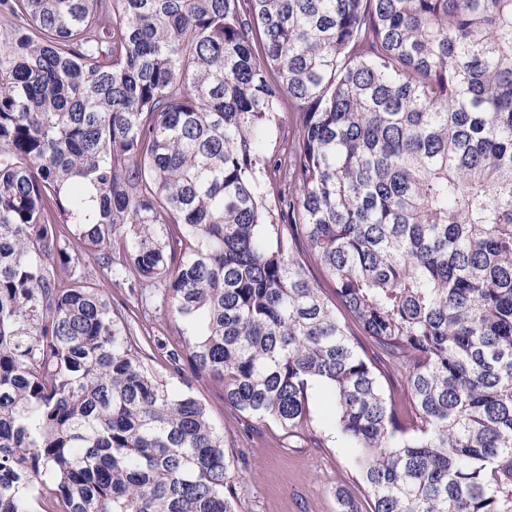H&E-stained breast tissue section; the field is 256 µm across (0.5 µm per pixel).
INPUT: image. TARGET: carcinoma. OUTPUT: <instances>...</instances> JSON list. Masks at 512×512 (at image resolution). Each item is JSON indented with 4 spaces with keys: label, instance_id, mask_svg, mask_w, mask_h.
<instances>
[{
    "label": "carcinoma",
    "instance_id": "1",
    "mask_svg": "<svg viewBox=\"0 0 512 512\" xmlns=\"http://www.w3.org/2000/svg\"><path fill=\"white\" fill-rule=\"evenodd\" d=\"M188 371L512 512V0H0V512H238ZM295 132V125L293 121V115L288 112V107L284 109V112L280 113V122L278 125L272 128L270 134L271 153L287 143H291Z\"/></svg>",
    "mask_w": 512,
    "mask_h": 512
}]
</instances>
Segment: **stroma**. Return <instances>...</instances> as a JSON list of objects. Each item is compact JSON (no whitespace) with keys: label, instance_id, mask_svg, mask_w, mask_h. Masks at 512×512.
Here are the masks:
<instances>
[{"label":"stroma","instance_id":"1","mask_svg":"<svg viewBox=\"0 0 512 512\" xmlns=\"http://www.w3.org/2000/svg\"><path fill=\"white\" fill-rule=\"evenodd\" d=\"M195 388L213 420L223 425L228 443L241 445L248 457V468L235 475L241 485L239 512H339L337 491L362 496L351 449L328 439L324 430L331 415L326 390L317 389L312 396L314 441L297 442L285 438L271 422L261 425L253 439H241L236 414L224 403L222 385L201 378Z\"/></svg>","mask_w":512,"mask_h":512}]
</instances>
